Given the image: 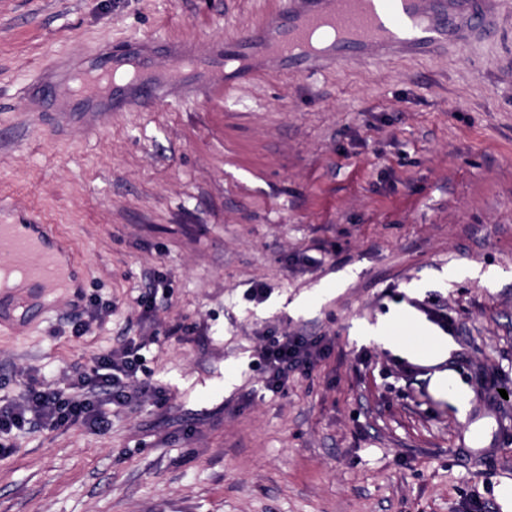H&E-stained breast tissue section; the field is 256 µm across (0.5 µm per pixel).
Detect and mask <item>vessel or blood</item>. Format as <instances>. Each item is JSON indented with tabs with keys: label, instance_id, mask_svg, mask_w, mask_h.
Segmentation results:
<instances>
[{
	"label": "vessel or blood",
	"instance_id": "obj_1",
	"mask_svg": "<svg viewBox=\"0 0 512 512\" xmlns=\"http://www.w3.org/2000/svg\"><path fill=\"white\" fill-rule=\"evenodd\" d=\"M512 0H281L265 19L225 36L222 47L192 40H168L153 53L154 38L113 44L112 57L97 81L112 84V94L142 110L160 106L155 71L164 60L177 61L166 82L177 88L190 77L232 89L275 68L312 76L367 60L434 57L451 47L494 37ZM50 224H0V265L44 287L66 278L54 250L44 241Z\"/></svg>",
	"mask_w": 512,
	"mask_h": 512
}]
</instances>
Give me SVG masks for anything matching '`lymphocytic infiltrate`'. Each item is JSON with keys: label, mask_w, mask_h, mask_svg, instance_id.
Listing matches in <instances>:
<instances>
[{"label": "lymphocytic infiltrate", "mask_w": 512, "mask_h": 512, "mask_svg": "<svg viewBox=\"0 0 512 512\" xmlns=\"http://www.w3.org/2000/svg\"><path fill=\"white\" fill-rule=\"evenodd\" d=\"M152 343L146 336L123 337L112 349L94 356L91 370L76 373L64 387L28 381L18 400L0 406V437L32 423L45 430L100 427L105 423L101 396L122 406L134 398L158 395L159 387L142 375L143 351ZM331 349V340L301 330L260 336L254 358L261 378L254 395H276L287 389L290 380L310 378Z\"/></svg>", "instance_id": "1"}]
</instances>
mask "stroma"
Returning <instances> with one entry per match:
<instances>
[{
	"mask_svg": "<svg viewBox=\"0 0 512 512\" xmlns=\"http://www.w3.org/2000/svg\"><path fill=\"white\" fill-rule=\"evenodd\" d=\"M277 5L0 0V224L57 225L79 279L52 297L0 288V401L30 378L67 385L125 336L158 337L162 389L100 429L7 438L0 512H464L512 481V402L493 399L512 390V20L441 58L268 71L153 111L41 74L146 36L218 47ZM466 265L496 278L447 279ZM166 270L142 317L136 297ZM259 284L267 299H248ZM94 296L114 309L76 337ZM432 296L458 335L425 315ZM405 313L391 344L356 333ZM299 327L332 354L250 396L257 336ZM414 334L445 339V358L406 350ZM466 415L488 431L478 459Z\"/></svg>",
	"mask_w": 512,
	"mask_h": 512,
	"instance_id": "stroma-1",
	"label": "stroma"
}]
</instances>
